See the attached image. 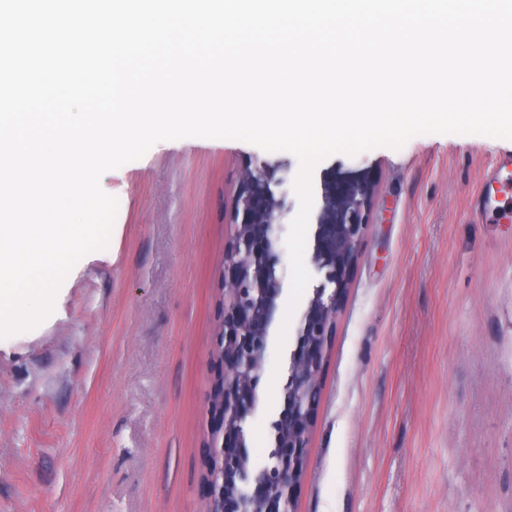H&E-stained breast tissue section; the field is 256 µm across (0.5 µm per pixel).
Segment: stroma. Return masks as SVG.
<instances>
[{
	"mask_svg": "<svg viewBox=\"0 0 512 512\" xmlns=\"http://www.w3.org/2000/svg\"><path fill=\"white\" fill-rule=\"evenodd\" d=\"M502 156L480 134H420L315 165L314 194L329 178L371 196L297 512H512V193L472 213ZM264 161L297 215L298 158L245 141H161L102 175L118 241L0 339V512H199L224 253Z\"/></svg>",
	"mask_w": 512,
	"mask_h": 512,
	"instance_id": "stroma-1",
	"label": "stroma"
}]
</instances>
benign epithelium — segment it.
Instances as JSON below:
<instances>
[{"mask_svg": "<svg viewBox=\"0 0 512 512\" xmlns=\"http://www.w3.org/2000/svg\"><path fill=\"white\" fill-rule=\"evenodd\" d=\"M275 173L267 162L247 172L246 189L235 202L242 220L231 225L233 247L224 254V321L217 332L223 342L216 348L224 364L214 400L220 408L221 436L210 443L216 463L203 477V512H296V489L306 465L310 420L321 390L338 297L346 287L344 273L362 243L364 224L359 216L367 186L350 182L338 191L324 185L313 256L317 268L325 271L324 281L313 288L287 362L273 446L265 459L251 458L245 450L247 420L260 404L258 385L283 290L276 275L277 245L287 208L271 190V184L283 183Z\"/></svg>", "mask_w": 512, "mask_h": 512, "instance_id": "1", "label": "benign epithelium"}]
</instances>
